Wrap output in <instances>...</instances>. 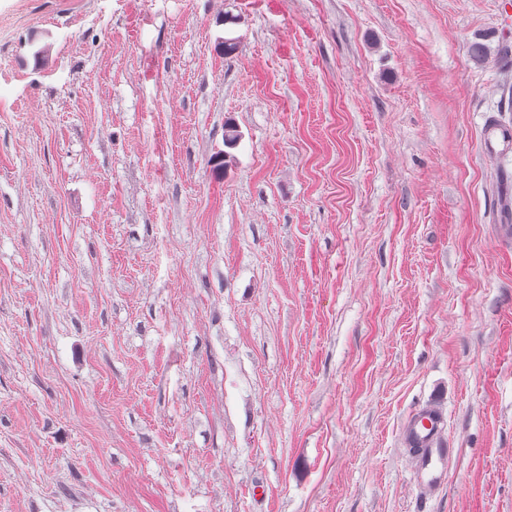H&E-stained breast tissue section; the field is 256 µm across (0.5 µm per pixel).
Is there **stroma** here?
<instances>
[{"label":"stroma","instance_id":"35a3bbf8","mask_svg":"<svg viewBox=\"0 0 512 512\" xmlns=\"http://www.w3.org/2000/svg\"><path fill=\"white\" fill-rule=\"evenodd\" d=\"M511 95L501 0H0V512H512ZM445 425L443 409L432 402L415 409L401 428L402 448L413 455L415 484L425 499L434 498L447 482L454 448L443 440Z\"/></svg>","mask_w":512,"mask_h":512}]
</instances>
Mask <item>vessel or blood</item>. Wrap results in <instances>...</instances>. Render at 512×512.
Instances as JSON below:
<instances>
[{"instance_id": "vessel-or-blood-1", "label": "vessel or blood", "mask_w": 512, "mask_h": 512, "mask_svg": "<svg viewBox=\"0 0 512 512\" xmlns=\"http://www.w3.org/2000/svg\"><path fill=\"white\" fill-rule=\"evenodd\" d=\"M445 425L443 409L432 402L415 409L400 432L402 447L413 455L415 484L427 499L434 498L448 478V461L453 451L444 440Z\"/></svg>"}]
</instances>
